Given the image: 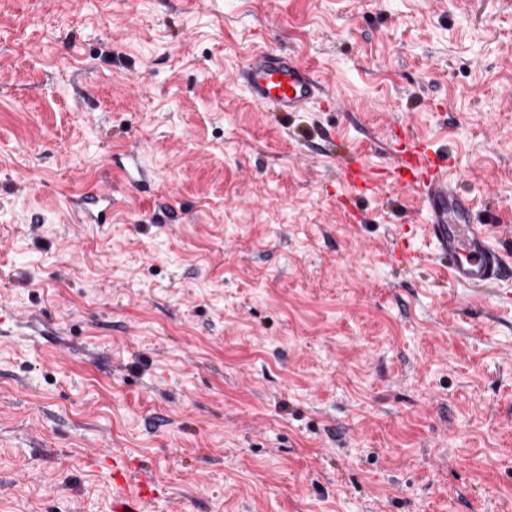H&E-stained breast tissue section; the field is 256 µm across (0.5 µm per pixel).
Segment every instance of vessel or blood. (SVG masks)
<instances>
[{
	"instance_id": "obj_1",
	"label": "vessel or blood",
	"mask_w": 512,
	"mask_h": 512,
	"mask_svg": "<svg viewBox=\"0 0 512 512\" xmlns=\"http://www.w3.org/2000/svg\"><path fill=\"white\" fill-rule=\"evenodd\" d=\"M251 100L281 112H301L328 97L329 91L315 72L297 57L269 49L254 51L235 75ZM396 181L419 194L428 216L424 231L434 243L440 267L457 285L481 292L512 277V259L493 243L488 225L474 222V200L448 176L447 163L428 145L413 141L398 149L393 164ZM112 213L110 192L86 195L79 206L84 224L108 223ZM112 479L119 492L112 497V512H143L151 494L147 474L136 466L113 465Z\"/></svg>"
}]
</instances>
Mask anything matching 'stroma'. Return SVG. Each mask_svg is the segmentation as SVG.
I'll return each mask as SVG.
<instances>
[{
    "label": "stroma",
    "mask_w": 512,
    "mask_h": 512,
    "mask_svg": "<svg viewBox=\"0 0 512 512\" xmlns=\"http://www.w3.org/2000/svg\"><path fill=\"white\" fill-rule=\"evenodd\" d=\"M263 48L333 104L256 105ZM408 135L511 241L512 0H0V512H111L113 455L147 512H512V279L401 255ZM112 213V193L103 191L86 195L79 205L82 224H108Z\"/></svg>",
    "instance_id": "1"
}]
</instances>
